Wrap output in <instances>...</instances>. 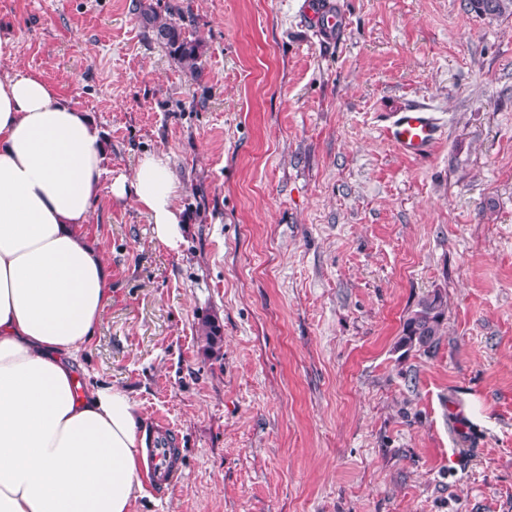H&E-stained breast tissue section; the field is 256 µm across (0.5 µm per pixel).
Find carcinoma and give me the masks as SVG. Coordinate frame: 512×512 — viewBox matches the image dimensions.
<instances>
[{
    "instance_id": "carcinoma-1",
    "label": "carcinoma",
    "mask_w": 512,
    "mask_h": 512,
    "mask_svg": "<svg viewBox=\"0 0 512 512\" xmlns=\"http://www.w3.org/2000/svg\"><path fill=\"white\" fill-rule=\"evenodd\" d=\"M473 12L482 17H499L512 13V0H468ZM143 28L151 31L156 41L180 68L192 76L201 73L202 46L190 30L192 24L179 11L168 12L163 18L151 5L134 4ZM447 319V304L439 290L422 296L408 312L402 324L396 350L429 353L437 347ZM205 339V350L218 352L221 348L220 325L206 320L200 327Z\"/></svg>"
}]
</instances>
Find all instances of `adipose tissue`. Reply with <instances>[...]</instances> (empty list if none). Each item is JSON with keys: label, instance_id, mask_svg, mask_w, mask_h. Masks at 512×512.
Returning <instances> with one entry per match:
<instances>
[{"label": "adipose tissue", "instance_id": "1", "mask_svg": "<svg viewBox=\"0 0 512 512\" xmlns=\"http://www.w3.org/2000/svg\"><path fill=\"white\" fill-rule=\"evenodd\" d=\"M16 53L0 23V512H134L146 418L124 389L80 386L75 372L111 300L112 272L84 227L105 187L179 250L178 184L163 153L113 174L87 114L9 68Z\"/></svg>", "mask_w": 512, "mask_h": 512}]
</instances>
